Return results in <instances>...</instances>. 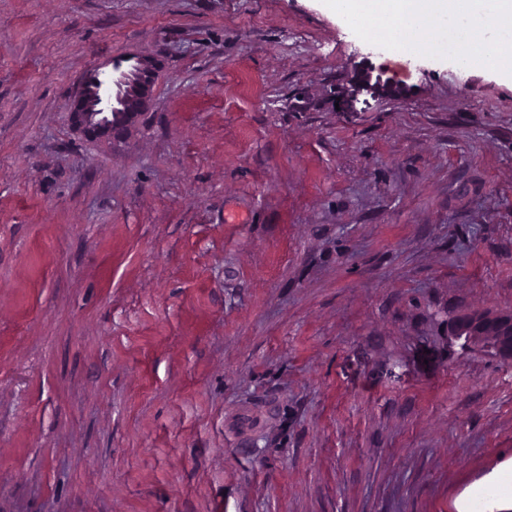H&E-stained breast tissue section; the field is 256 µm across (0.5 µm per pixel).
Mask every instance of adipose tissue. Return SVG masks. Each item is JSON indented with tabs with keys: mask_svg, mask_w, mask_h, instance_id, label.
I'll list each match as a JSON object with an SVG mask.
<instances>
[{
	"mask_svg": "<svg viewBox=\"0 0 512 512\" xmlns=\"http://www.w3.org/2000/svg\"><path fill=\"white\" fill-rule=\"evenodd\" d=\"M336 8L391 41L404 26L422 33L416 51L512 68V0H338Z\"/></svg>",
	"mask_w": 512,
	"mask_h": 512,
	"instance_id": "ef3b65f1",
	"label": "adipose tissue"
}]
</instances>
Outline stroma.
I'll return each mask as SVG.
<instances>
[{
  "instance_id": "obj_1",
  "label": "stroma",
  "mask_w": 512,
  "mask_h": 512,
  "mask_svg": "<svg viewBox=\"0 0 512 512\" xmlns=\"http://www.w3.org/2000/svg\"><path fill=\"white\" fill-rule=\"evenodd\" d=\"M131 54L146 115L76 131ZM487 310L512 77L334 0H0V512H512ZM123 59L113 63L107 74L92 66L78 81L71 113L79 130L107 137L123 135L144 115L158 78V62L139 54ZM509 320L512 321V316L508 315H497L493 314L489 311L487 312H473L463 317L459 318L454 324L451 326V331L455 332L458 336H450L451 339L460 340L459 336H469L470 326L474 322H481L485 325V329L483 331H478V333H474L472 336H479L478 341L480 343L487 344L488 338L481 336H492V331L488 330L491 325L495 326H503L507 325ZM484 332V333H483Z\"/></svg>"
}]
</instances>
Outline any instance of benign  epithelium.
<instances>
[{"label":"benign epithelium","mask_w":512,"mask_h":512,"mask_svg":"<svg viewBox=\"0 0 512 512\" xmlns=\"http://www.w3.org/2000/svg\"><path fill=\"white\" fill-rule=\"evenodd\" d=\"M158 62L133 54L113 63L106 74L90 67L73 94L72 119L79 130L99 136L128 132L144 115L158 78Z\"/></svg>","instance_id":"obj_1"}]
</instances>
